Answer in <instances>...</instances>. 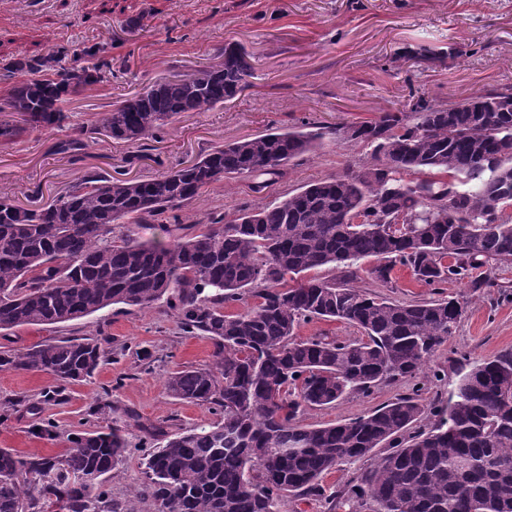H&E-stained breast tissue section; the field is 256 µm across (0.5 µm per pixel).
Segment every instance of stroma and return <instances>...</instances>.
Here are the masks:
<instances>
[{"mask_svg":"<svg viewBox=\"0 0 512 512\" xmlns=\"http://www.w3.org/2000/svg\"><path fill=\"white\" fill-rule=\"evenodd\" d=\"M140 27H131L133 18ZM108 41L125 59L107 82L74 97L70 120L55 130L32 129L0 143V198L24 208L43 206L90 176L150 178L191 163L225 143L280 127L336 126L409 108L417 99L433 104L512 85V0H0V63L65 46ZM242 45L250 57L249 86L206 112H184L149 141L148 159L130 163L137 145L117 142L89 127L97 114L131 98L149 81L187 75L217 63L225 44ZM444 52L433 69L405 60L406 49ZM83 138L81 160L55 151V143ZM370 148L325 141L293 160L286 176L252 191L245 179L214 184L182 208L190 232H201L213 212L233 216L249 203L275 204L302 185L359 169ZM486 286L468 281L429 287L404 266L388 282L359 271L350 285L393 301L453 297L466 313L449 341L423 372L351 392L334 404L307 410L301 422L325 425L357 418L402 396L418 395L428 412L448 398L470 362L512 350V263L483 269ZM94 338L105 360L92 378L57 386L42 371H0V448L22 455H52L70 433L118 426L132 453L106 481L114 501L142 487L144 430L175 434L218 421L208 405L171 397L169 373L215 364L212 341L182 331L165 303L152 308L112 309L58 324L29 325L0 333V348L28 349L68 338ZM57 390L45 400L46 391ZM52 422L50 441L33 427ZM372 458L339 464L320 481L319 496H288L280 512H352L347 489Z\"/></svg>","mask_w":512,"mask_h":512,"instance_id":"stroma-1","label":"stroma"}]
</instances>
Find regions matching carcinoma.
Masks as SVG:
<instances>
[{
	"label": "carcinoma",
	"instance_id": "carcinoma-1",
	"mask_svg": "<svg viewBox=\"0 0 512 512\" xmlns=\"http://www.w3.org/2000/svg\"><path fill=\"white\" fill-rule=\"evenodd\" d=\"M67 51L11 59L3 111L32 128H61L66 104L112 73L104 44L74 54L84 83L57 79ZM405 57L433 66L442 56L413 48ZM221 61L182 77L158 78L103 112L92 131L137 144L182 112L234 99L251 76L245 49L227 44ZM456 102L419 99L382 112L336 141L372 148L359 171L308 184L274 207L210 218L209 227L172 245L128 235L135 224L198 199L224 177L282 176L315 151L322 134L277 130L226 143L187 166L148 179H85L47 206L0 200V331L56 325L123 305L166 300L182 330L208 336L213 369L170 375L175 398L210 404L217 423L181 433L153 431L142 490L115 503L104 476L130 453L118 428L75 434L56 455L20 456L0 448V512H279L290 493H321L319 479L341 462L386 452L349 489L354 512H512V351L470 363L439 412L416 430L426 407L398 398L355 419L303 426L308 409L351 391L411 377L448 342L464 315L456 299L397 303L345 282L305 277L326 265L351 269L373 258L386 282L396 265L437 288L512 262V86ZM258 298L243 313L224 303ZM314 318L358 328V342L300 339ZM93 338L0 351V369L37 370L60 384L99 367Z\"/></svg>",
	"mask_w": 512,
	"mask_h": 512
}]
</instances>
